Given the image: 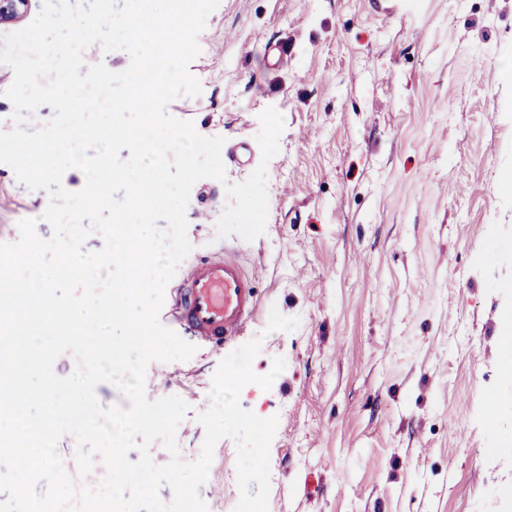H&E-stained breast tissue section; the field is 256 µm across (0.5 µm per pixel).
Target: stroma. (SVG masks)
Wrapping results in <instances>:
<instances>
[{"mask_svg": "<svg viewBox=\"0 0 512 512\" xmlns=\"http://www.w3.org/2000/svg\"><path fill=\"white\" fill-rule=\"evenodd\" d=\"M198 44L201 92L167 111L224 139V181L190 192L192 256L234 245L262 269L239 341L260 339L256 374L285 368L239 401L278 419L268 512H512V372L494 359L512 335V0H220ZM270 107L285 128L266 231L218 236ZM48 201L0 163V242L24 219L50 237ZM274 307L298 327L266 333ZM229 353L146 368L156 397L190 406L184 461ZM236 457L217 442L208 512H234Z\"/></svg>", "mask_w": 512, "mask_h": 512, "instance_id": "35a3bbf8", "label": "stroma"}]
</instances>
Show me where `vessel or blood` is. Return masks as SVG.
<instances>
[{
  "label": "vessel or blood",
  "instance_id": "1",
  "mask_svg": "<svg viewBox=\"0 0 512 512\" xmlns=\"http://www.w3.org/2000/svg\"><path fill=\"white\" fill-rule=\"evenodd\" d=\"M256 277L236 251L217 259L192 260L176 290L180 327L209 347L221 348L240 336L257 308Z\"/></svg>",
  "mask_w": 512,
  "mask_h": 512
}]
</instances>
